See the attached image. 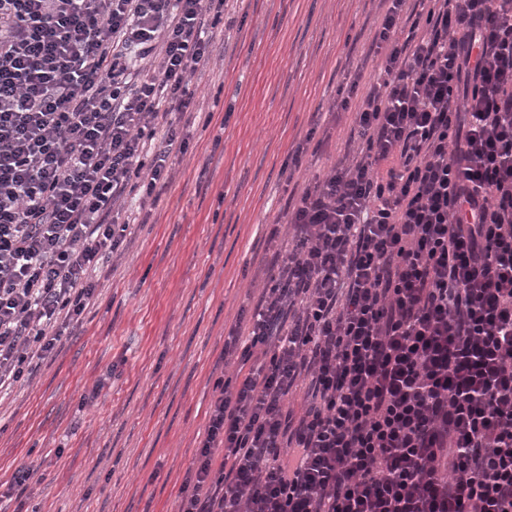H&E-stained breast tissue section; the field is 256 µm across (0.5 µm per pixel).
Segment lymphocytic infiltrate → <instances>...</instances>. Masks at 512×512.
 <instances>
[{"label": "lymphocytic infiltrate", "mask_w": 512, "mask_h": 512, "mask_svg": "<svg viewBox=\"0 0 512 512\" xmlns=\"http://www.w3.org/2000/svg\"><path fill=\"white\" fill-rule=\"evenodd\" d=\"M407 2L374 35L355 154L289 212L224 343L241 379L214 384L177 512H512V0ZM223 18L0 0V391L81 326L172 183Z\"/></svg>", "instance_id": "obj_1"}]
</instances>
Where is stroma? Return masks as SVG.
Listing matches in <instances>:
<instances>
[{
    "instance_id": "35a3bbf8",
    "label": "stroma",
    "mask_w": 512,
    "mask_h": 512,
    "mask_svg": "<svg viewBox=\"0 0 512 512\" xmlns=\"http://www.w3.org/2000/svg\"><path fill=\"white\" fill-rule=\"evenodd\" d=\"M381 0H224L201 112L148 223L103 270L80 334L0 396V483L33 466L29 512H175L241 310L265 284L294 194L343 156L336 102L366 86ZM115 374L95 403L81 395Z\"/></svg>"
}]
</instances>
